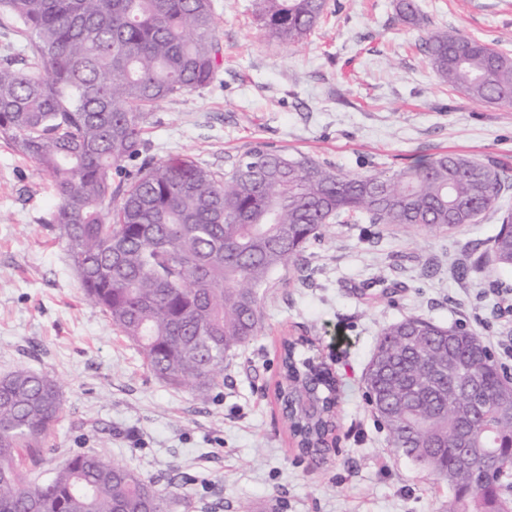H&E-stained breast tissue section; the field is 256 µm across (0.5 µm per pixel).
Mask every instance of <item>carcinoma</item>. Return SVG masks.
<instances>
[{"instance_id": "obj_1", "label": "carcinoma", "mask_w": 512, "mask_h": 512, "mask_svg": "<svg viewBox=\"0 0 512 512\" xmlns=\"http://www.w3.org/2000/svg\"><path fill=\"white\" fill-rule=\"evenodd\" d=\"M326 0H261L268 34L301 43ZM404 22L423 21L399 0ZM23 40L24 67L0 63V137L50 176L51 223L88 299L135 345L162 382L205 396L224 358L249 344L258 290L299 258L327 224L453 233L496 206L504 174L460 155L420 159L392 174L346 173L263 145L224 174L187 155H147L144 128L160 102L203 90L222 59L213 0H0V20ZM429 66L483 105H512V57L448 30L422 43ZM493 270H512V214L493 240ZM299 342L282 341L283 373L313 392L303 410L276 387L298 441L315 447L335 421L338 387ZM364 375L367 401L398 455L448 488V512H512V383L491 346L464 325L418 316L381 331ZM59 387L19 368L0 376V512H167L171 496L128 467L73 455L46 483L26 484L22 459H39L61 418ZM487 460L458 466L457 434Z\"/></svg>"}]
</instances>
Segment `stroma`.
Instances as JSON below:
<instances>
[{"label":"stroma","mask_w":512,"mask_h":512,"mask_svg":"<svg viewBox=\"0 0 512 512\" xmlns=\"http://www.w3.org/2000/svg\"><path fill=\"white\" fill-rule=\"evenodd\" d=\"M417 2L420 25L399 19L398 0H327L307 39L288 45L266 33L260 0H213L219 81L153 110L151 156L187 155L220 172L265 143L347 173L452 153L506 175L496 207L449 236L328 225L260 289L257 336L203 399L159 381L86 300L47 222L57 204L48 175L0 138V376L46 375L63 404L41 461L23 466L26 483L91 451L173 489L169 512H445L448 490L392 448L363 375L382 328L410 316L476 329L512 374V271L455 275L489 259L512 213V108L449 89L419 49L448 29L512 56V0ZM287 335L310 339L339 382L338 449L318 467L299 457L275 396Z\"/></svg>","instance_id":"stroma-1"}]
</instances>
